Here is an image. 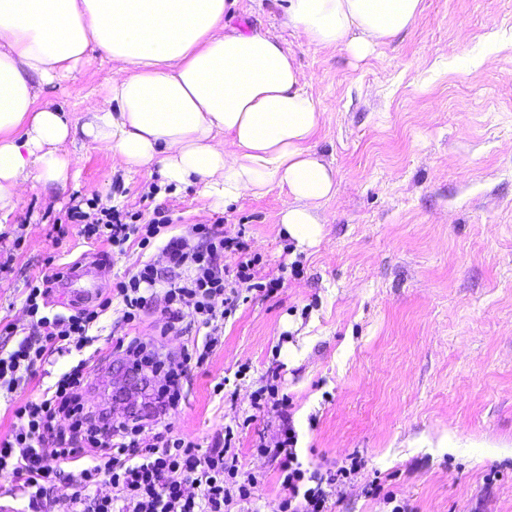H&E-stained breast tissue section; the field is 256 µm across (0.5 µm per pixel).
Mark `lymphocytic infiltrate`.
<instances>
[{"instance_id": "1", "label": "lymphocytic infiltrate", "mask_w": 512, "mask_h": 512, "mask_svg": "<svg viewBox=\"0 0 512 512\" xmlns=\"http://www.w3.org/2000/svg\"><path fill=\"white\" fill-rule=\"evenodd\" d=\"M81 206L66 212L67 223L77 226L87 240L106 243L97 253L99 264L110 263L113 252L130 246L147 249L174 221L165 209H155L146 223L132 220L130 212L108 209L87 222ZM239 252L235 271L224 267L226 250ZM239 238L224 234L215 224H194L187 233L171 236L162 246L164 265L139 262L130 276L116 282L110 295L54 310L52 298L64 285L70 268L42 271L26 282L23 307L31 328L18 333L11 349L0 348V391L13 394L29 383L38 366L52 353H82L94 345V328L110 309L121 321L136 324L154 303H162L167 331L179 329L185 318L206 327L203 346L182 349L179 356L161 359L149 343L123 336L115 345L131 364L151 399L131 408L123 418L110 407L85 403L90 384L88 360L82 359L42 394L20 404H9L19 427L0 438V471L10 470L24 502V512H229L237 501L253 500L254 477L241 475L230 455L232 428L218 431L210 448H201L188 436L174 434L172 414L183 399L184 380L191 365H203L216 346L224 321L237 305L240 289L253 290L256 260L245 253ZM223 297V308L214 300ZM154 441L143 444L145 430ZM295 439L282 440L273 454L280 460L288 496L280 512H328V496L319 472H309L298 460ZM72 485L70 495L58 497V483ZM109 484L111 493L100 492Z\"/></svg>"}]
</instances>
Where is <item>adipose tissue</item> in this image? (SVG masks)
<instances>
[{
	"instance_id": "1",
	"label": "adipose tissue",
	"mask_w": 512,
	"mask_h": 512,
	"mask_svg": "<svg viewBox=\"0 0 512 512\" xmlns=\"http://www.w3.org/2000/svg\"><path fill=\"white\" fill-rule=\"evenodd\" d=\"M237 0H0V210L30 178L65 183L79 134L126 169L160 164L166 184L199 182L231 203L277 186L297 245L322 234L335 170L310 147L321 107L281 36L229 27ZM422 0H287L283 23L308 43L361 57L412 26ZM114 66L82 124L41 103L45 87L90 62Z\"/></svg>"
}]
</instances>
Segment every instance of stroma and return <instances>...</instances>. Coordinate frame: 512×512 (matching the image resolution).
<instances>
[{
	"label": "stroma",
	"instance_id": "obj_1",
	"mask_svg": "<svg viewBox=\"0 0 512 512\" xmlns=\"http://www.w3.org/2000/svg\"><path fill=\"white\" fill-rule=\"evenodd\" d=\"M231 23L276 31L311 77L323 109L311 146L338 181L319 243L300 249L285 232L284 189L216 206L200 185L127 171L79 137L60 147L79 157L77 177L30 181L0 211V321L27 326L25 279L42 264L99 252L57 233L68 207L134 212L152 195L181 228L241 235L274 281L225 320L170 419L204 447L233 428L238 468L258 480L253 512L288 496L270 452L287 422L305 468L362 461L326 485L331 512H512V0H423L412 27L361 59L305 43L272 0H238ZM112 66L95 54L41 100L79 122ZM117 317L99 323L107 354L126 332L163 356L205 339L195 324L162 335L157 304L127 330ZM270 384L287 409H256Z\"/></svg>",
	"mask_w": 512,
	"mask_h": 512
}]
</instances>
